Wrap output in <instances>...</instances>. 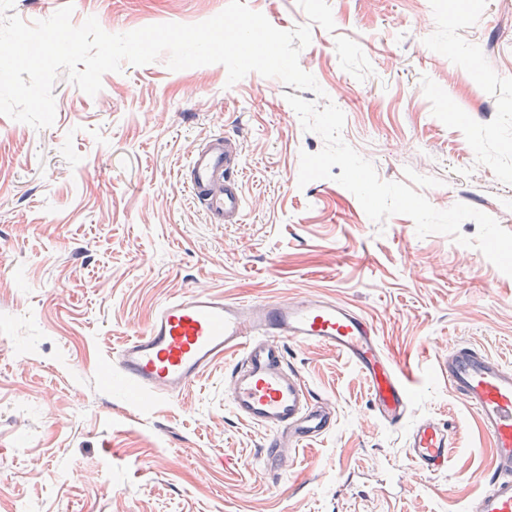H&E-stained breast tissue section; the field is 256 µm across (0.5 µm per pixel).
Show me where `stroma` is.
<instances>
[{"mask_svg": "<svg viewBox=\"0 0 512 512\" xmlns=\"http://www.w3.org/2000/svg\"><path fill=\"white\" fill-rule=\"evenodd\" d=\"M228 0H14L26 23L73 4L125 33L195 24ZM277 29L310 25L299 55L345 115L344 141L386 181L444 210L463 203L512 231V0H329L334 31L297 0H244ZM301 94L223 65H124L90 96L59 74L56 117L0 115V512H469L491 447L434 366L470 344L512 366V276L414 221H371L333 176L298 186L324 141L287 101ZM242 151L243 221L214 224L182 175L212 134ZM202 287L228 299L304 293L349 303L418 379L405 426L372 416L361 373L336 351L288 358L336 424L281 475L267 431L227 399L228 363L179 399L145 405L110 356L158 305ZM450 422L446 472H416L409 425Z\"/></svg>", "mask_w": 512, "mask_h": 512, "instance_id": "35a3bbf8", "label": "stroma"}]
</instances>
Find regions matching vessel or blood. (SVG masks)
<instances>
[{
  "label": "vessel or blood",
  "mask_w": 512,
  "mask_h": 512,
  "mask_svg": "<svg viewBox=\"0 0 512 512\" xmlns=\"http://www.w3.org/2000/svg\"><path fill=\"white\" fill-rule=\"evenodd\" d=\"M239 172L235 144L221 133L189 160L188 190L215 223L236 224L243 216ZM291 341L326 346L348 358L365 379L375 417L393 427L404 423L414 378L394 365L364 315L315 293L231 301L206 289L188 290L162 303L144 330L122 343L112 367L119 383L169 400L233 356L230 407L238 418L268 431L267 467L280 474L293 467L299 447L320 439L336 423L333 403L315 398L289 365L286 345ZM438 369L475 412L493 450V473L471 512H512V367L457 344ZM454 447L452 427L433 417L419 420L407 434V455L426 475L445 472Z\"/></svg>",
  "instance_id": "1"
}]
</instances>
